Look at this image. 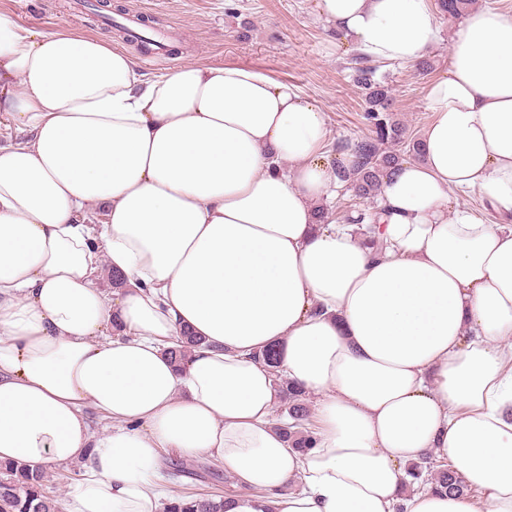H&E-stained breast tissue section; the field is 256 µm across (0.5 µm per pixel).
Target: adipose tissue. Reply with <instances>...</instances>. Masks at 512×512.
Here are the masks:
<instances>
[{
    "instance_id": "ef3b65f1",
    "label": "adipose tissue",
    "mask_w": 512,
    "mask_h": 512,
    "mask_svg": "<svg viewBox=\"0 0 512 512\" xmlns=\"http://www.w3.org/2000/svg\"><path fill=\"white\" fill-rule=\"evenodd\" d=\"M314 5L374 61L440 40L432 0ZM449 42L422 156L383 181L377 257L316 219L349 156L296 86L202 64L146 79L107 40L0 14V112L22 135L0 145V459L81 465L69 512H159L172 453L224 466V512H512V226L460 202L512 213V12L473 10ZM186 327L204 343L178 367ZM270 346L274 371L254 358ZM279 377L313 399L306 452L272 423ZM425 457L467 494L409 490ZM460 202L477 214L485 223L488 224H511L512 215L498 211L489 204L478 192H472L462 197Z\"/></svg>"
}]
</instances>
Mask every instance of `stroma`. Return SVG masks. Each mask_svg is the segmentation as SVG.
<instances>
[{
  "label": "stroma",
  "instance_id": "1",
  "mask_svg": "<svg viewBox=\"0 0 512 512\" xmlns=\"http://www.w3.org/2000/svg\"><path fill=\"white\" fill-rule=\"evenodd\" d=\"M0 0V13L41 31L72 30L112 42L134 57L142 74L152 78L193 62L262 71L296 85L326 114L328 140L337 142L367 134L362 120L364 96L355 82L354 46L349 38L326 30L314 12V0ZM125 16L168 33L164 51L141 49L122 32L106 26L103 15ZM443 36L429 52L433 67L416 64L380 67L392 89L393 109L413 135L430 121L427 84L448 66V36L457 22L439 16Z\"/></svg>",
  "mask_w": 512,
  "mask_h": 512
}]
</instances>
